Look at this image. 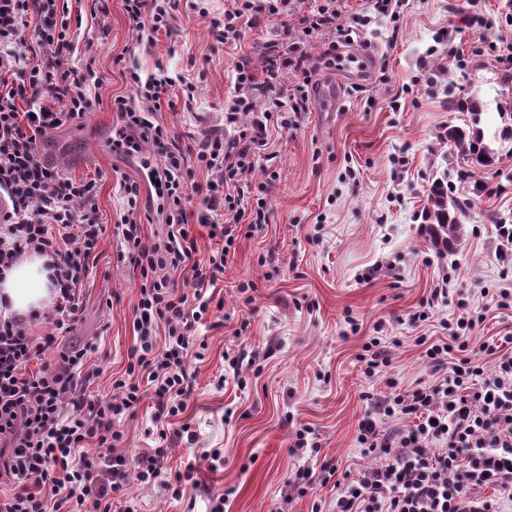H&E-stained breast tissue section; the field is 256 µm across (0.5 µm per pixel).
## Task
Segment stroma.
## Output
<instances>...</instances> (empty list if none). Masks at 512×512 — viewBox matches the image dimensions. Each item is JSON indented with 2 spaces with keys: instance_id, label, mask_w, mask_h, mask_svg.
<instances>
[{
  "instance_id": "obj_1",
  "label": "stroma",
  "mask_w": 512,
  "mask_h": 512,
  "mask_svg": "<svg viewBox=\"0 0 512 512\" xmlns=\"http://www.w3.org/2000/svg\"><path fill=\"white\" fill-rule=\"evenodd\" d=\"M200 0H181L169 33L153 42L140 40L123 0H67L77 46L76 68L92 66L98 86L86 89L88 107L66 125L47 131L39 146H55L71 158L62 171L97 183L101 244L89 262L80 296L81 310L59 348L92 344L91 363L99 372L89 392L112 395V380L122 375L137 342L133 328L140 274L117 259L120 217L126 205L114 187L122 179L150 188L143 165L150 148L125 155L101 148L99 133L121 125L112 110L115 96L136 93L130 71L147 77L158 71L195 81L193 100L180 87L171 106L156 119L181 147H197L224 135V104L233 96L236 67L253 73L266 65L269 47L282 38V19H267L246 29L238 40L219 42ZM486 25L466 23L469 15ZM334 36L325 31L307 40L305 73L284 72L279 90L308 82L316 92L331 72L322 54ZM370 49L375 62L367 75L343 82V101L334 112L309 101L288 127L269 133L266 169L254 182L276 173L267 197L268 223L239 235L223 282L214 290L223 308L212 325L200 327L208 345L204 361H190L196 389L183 415L194 435H171V467H199L201 489L183 500L130 484L127 497L138 512H209L210 495L228 494L226 512H311L330 501L331 487L283 504L281 494L297 462L289 449L292 424L310 427L322 453L339 470L370 465L355 444L368 387L358 356L383 326L392 343L395 376L404 385L430 379L431 367L416 337H444L439 326L452 306L428 310V321L414 325L434 285L450 275L453 292L463 293L484 320L477 336L512 331V309L485 304L484 288L512 290V261L502 260L501 240L488 210L512 216V152L483 175L487 191L474 198L465 222L467 236L455 256L440 257L426 236L423 211L434 179L457 183L464 165L459 151L443 137L447 126L464 125L466 113L451 112L449 97L473 94L485 103L494 132L499 112L512 113V0H400L396 17H382L360 32L348 48ZM252 282L253 303H244L239 284ZM246 332H239L241 322ZM260 352L249 384H217L224 352L233 339ZM219 449L223 469L213 471L203 449Z\"/></svg>"
}]
</instances>
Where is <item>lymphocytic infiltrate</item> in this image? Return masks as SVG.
I'll list each match as a JSON object with an SVG mask.
<instances>
[{
  "label": "lymphocytic infiltrate",
  "instance_id": "f902f5d3",
  "mask_svg": "<svg viewBox=\"0 0 512 512\" xmlns=\"http://www.w3.org/2000/svg\"><path fill=\"white\" fill-rule=\"evenodd\" d=\"M180 0H124L125 11L140 36L154 40L168 31ZM292 17L281 46L272 50L262 77L239 67L243 90L228 104L225 126L232 138L214 137L187 159L155 114L170 98L171 77L141 79L131 73L135 99L115 97L112 109L121 126L112 141L115 150L135 153L151 143L162 164L151 172L155 198L146 212L161 217L163 237L142 233L138 182L122 180L119 192L128 208L121 218L123 242L119 260L139 271L135 305L137 343L122 376L112 381L113 396L93 399L87 388L97 372L87 348L61 355L52 365L30 372L29 364L45 357L58 337L70 333L80 311V290L102 234L96 222V185L69 178L44 165L37 137L85 112L86 87L97 85L92 67L72 66L74 33L65 0H0V70L14 81L0 79V191L10 205L0 214V274L23 254L51 260L54 333L35 338L22 317L0 320V442L11 454L0 461V478L9 486L0 498V512H112V500L131 483L159 487L174 500L186 488H199L198 468L169 466L167 435L179 423L193 390L189 360L206 358L207 343L197 331L211 318L210 293L224 280L229 254L239 236L237 224L251 214L250 230L267 221V183H252L254 161L268 145L271 126L283 111L306 109L303 85L287 97L275 89L284 71L305 68L301 36L323 29L351 36L342 23L337 0H319L301 8L299 0H234L231 9L214 17L218 39L239 37L243 28L262 19ZM33 28L25 45L24 28ZM266 91L257 108L253 90ZM56 99L41 105V96ZM28 110H21V103ZM249 123H242V116ZM214 176L201 199L199 226L216 244L197 257V241L189 229L186 187L193 167ZM223 212V223L212 219ZM188 275L178 289L175 275ZM457 316L449 323V340L417 337L432 367L431 381L405 388L392 373V358L383 337L366 342L359 355L366 378L381 390L362 393L366 406L358 420L355 443L372 465L355 473H338L323 461L319 468L300 465L287 481L290 494L305 496L316 487L334 485L329 509L312 512H501L512 501V334L472 344L469 335L481 319L466 299L454 301ZM494 359L485 369L480 359ZM152 399L155 445L128 461L117 447L122 427L144 399ZM493 487L492 498L475 496Z\"/></svg>",
  "mask_w": 512,
  "mask_h": 512
}]
</instances>
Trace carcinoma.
<instances>
[{"mask_svg": "<svg viewBox=\"0 0 512 512\" xmlns=\"http://www.w3.org/2000/svg\"><path fill=\"white\" fill-rule=\"evenodd\" d=\"M451 111L465 112L469 119L463 126L450 125L445 137L448 143L457 148L466 161L459 173L461 181L471 186L475 196L485 192L481 178L485 168L494 164L496 149L485 139L482 124V104L474 97H461L448 101ZM468 202L453 194L450 186L436 183L430 190L425 219L434 245L441 252L454 251L460 241L463 221L467 217Z\"/></svg>", "mask_w": 512, "mask_h": 512, "instance_id": "1", "label": "carcinoma"}]
</instances>
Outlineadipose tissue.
<instances>
[{
  "label": "adipose tissue",
  "mask_w": 512,
  "mask_h": 512,
  "mask_svg": "<svg viewBox=\"0 0 512 512\" xmlns=\"http://www.w3.org/2000/svg\"><path fill=\"white\" fill-rule=\"evenodd\" d=\"M51 276L46 258L32 254L20 259L0 281V316L27 315L50 304Z\"/></svg>",
  "instance_id": "1"
}]
</instances>
